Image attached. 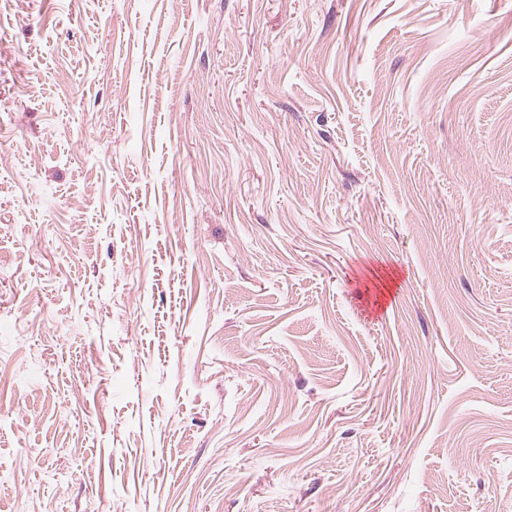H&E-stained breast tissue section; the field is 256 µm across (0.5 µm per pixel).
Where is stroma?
Returning a JSON list of instances; mask_svg holds the SVG:
<instances>
[{
    "label": "stroma",
    "mask_w": 512,
    "mask_h": 512,
    "mask_svg": "<svg viewBox=\"0 0 512 512\" xmlns=\"http://www.w3.org/2000/svg\"><path fill=\"white\" fill-rule=\"evenodd\" d=\"M0 512H512V0H0Z\"/></svg>",
    "instance_id": "1"
}]
</instances>
